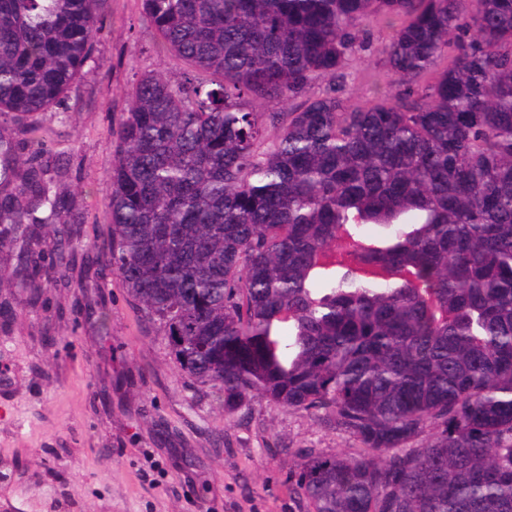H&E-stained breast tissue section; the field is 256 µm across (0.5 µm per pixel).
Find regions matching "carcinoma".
I'll list each match as a JSON object with an SVG mask.
<instances>
[{
	"label": "carcinoma",
	"mask_w": 512,
	"mask_h": 512,
	"mask_svg": "<svg viewBox=\"0 0 512 512\" xmlns=\"http://www.w3.org/2000/svg\"><path fill=\"white\" fill-rule=\"evenodd\" d=\"M106 0H0V114L57 105ZM193 71L145 75L112 141L108 262L194 384L357 443L288 477L307 512H512V0H141ZM389 102L334 95L371 16ZM448 66L414 83L441 56ZM277 129L271 139L266 127ZM0 134V248L71 243Z\"/></svg>",
	"instance_id": "cac0c4a2"
}]
</instances>
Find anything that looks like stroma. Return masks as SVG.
Masks as SVG:
<instances>
[{"instance_id": "obj_1", "label": "stroma", "mask_w": 512, "mask_h": 512, "mask_svg": "<svg viewBox=\"0 0 512 512\" xmlns=\"http://www.w3.org/2000/svg\"><path fill=\"white\" fill-rule=\"evenodd\" d=\"M403 22H364L362 50L313 95L332 88L361 108L391 97L383 50ZM187 69L141 0H107L94 59L57 108L0 117L75 216L64 259L43 254L40 296L23 288L20 260L36 239L0 249L14 273L0 288V505L14 512H306L289 473L308 454L355 447L313 412L226 411L221 394L179 370L162 330L105 264L103 196L128 95L142 75Z\"/></svg>"}]
</instances>
